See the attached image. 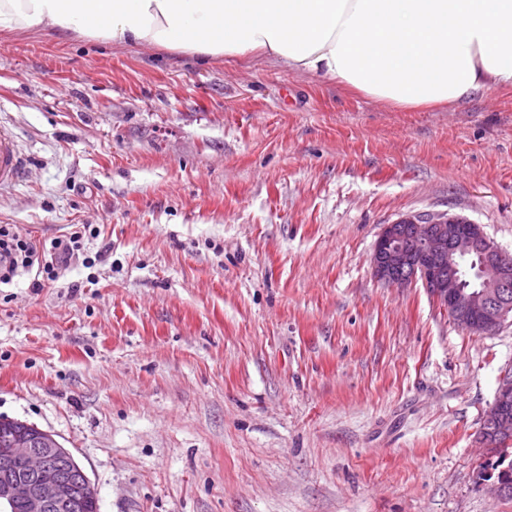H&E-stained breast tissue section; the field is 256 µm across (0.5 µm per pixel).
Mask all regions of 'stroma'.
<instances>
[{"label":"stroma","instance_id":"stroma-1","mask_svg":"<svg viewBox=\"0 0 512 512\" xmlns=\"http://www.w3.org/2000/svg\"><path fill=\"white\" fill-rule=\"evenodd\" d=\"M25 175L0 224L86 227L0 285V420L56 434L99 512H512L479 439L512 321L459 328L377 280L384 225L512 254V87L399 109L248 55L0 32Z\"/></svg>","mask_w":512,"mask_h":512}]
</instances>
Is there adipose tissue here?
<instances>
[{
	"instance_id": "ef3b65f1",
	"label": "adipose tissue",
	"mask_w": 512,
	"mask_h": 512,
	"mask_svg": "<svg viewBox=\"0 0 512 512\" xmlns=\"http://www.w3.org/2000/svg\"><path fill=\"white\" fill-rule=\"evenodd\" d=\"M262 54L397 107L512 87V0H0V31Z\"/></svg>"
}]
</instances>
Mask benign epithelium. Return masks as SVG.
<instances>
[{"instance_id": "7a95c632", "label": "benign epithelium", "mask_w": 512, "mask_h": 512, "mask_svg": "<svg viewBox=\"0 0 512 512\" xmlns=\"http://www.w3.org/2000/svg\"><path fill=\"white\" fill-rule=\"evenodd\" d=\"M479 257V287L463 288L456 261ZM375 277L391 286L415 279L448 309L455 324L471 330L482 322L489 331L512 317V256L484 233L481 225L464 226L446 212L406 215L387 224L371 258ZM512 430V378L503 376L493 404L483 420L480 438L487 443L499 432ZM0 503L23 512H80L97 505L95 485L72 451L54 434L22 421L0 427ZM67 460L77 478L65 479L59 461Z\"/></svg>"}]
</instances>
